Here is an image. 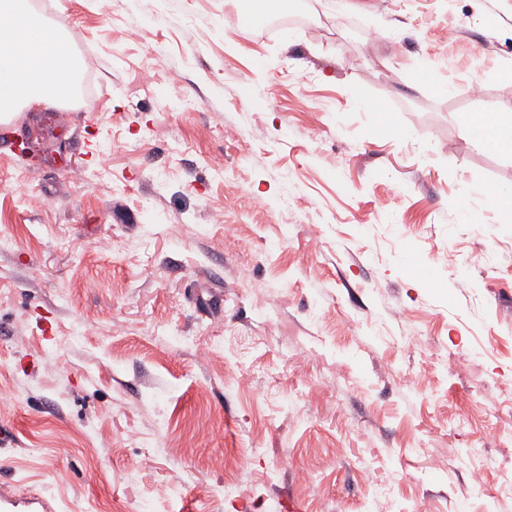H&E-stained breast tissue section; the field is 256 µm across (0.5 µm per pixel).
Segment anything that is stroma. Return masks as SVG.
<instances>
[{"instance_id": "stroma-1", "label": "stroma", "mask_w": 512, "mask_h": 512, "mask_svg": "<svg viewBox=\"0 0 512 512\" xmlns=\"http://www.w3.org/2000/svg\"><path fill=\"white\" fill-rule=\"evenodd\" d=\"M48 2L88 89L0 121V484L512 512V155L465 126L512 109V0Z\"/></svg>"}]
</instances>
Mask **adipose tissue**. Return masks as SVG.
Segmentation results:
<instances>
[{"mask_svg": "<svg viewBox=\"0 0 512 512\" xmlns=\"http://www.w3.org/2000/svg\"><path fill=\"white\" fill-rule=\"evenodd\" d=\"M79 66L64 40L25 6L0 0V115L72 95Z\"/></svg>", "mask_w": 512, "mask_h": 512, "instance_id": "ef3b65f1", "label": "adipose tissue"}]
</instances>
